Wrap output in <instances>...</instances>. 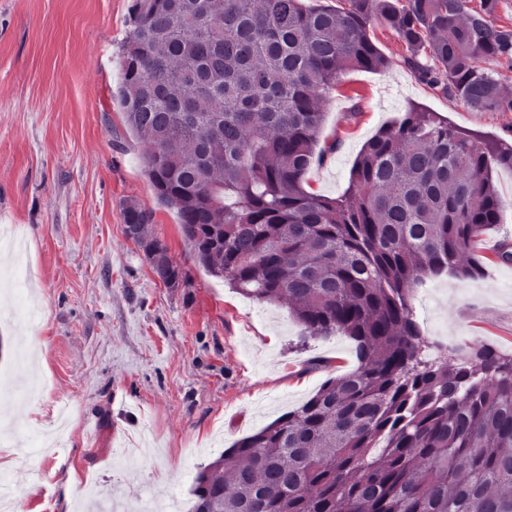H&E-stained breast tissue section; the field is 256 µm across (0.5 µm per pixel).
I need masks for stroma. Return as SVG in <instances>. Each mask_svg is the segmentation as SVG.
<instances>
[{
	"label": "stroma",
	"mask_w": 512,
	"mask_h": 512,
	"mask_svg": "<svg viewBox=\"0 0 512 512\" xmlns=\"http://www.w3.org/2000/svg\"><path fill=\"white\" fill-rule=\"evenodd\" d=\"M132 0H0V472L14 512H103L94 497L148 499L187 512L196 475L224 450L356 365L347 337L304 339L287 306L230 288L196 259L177 213L143 171L146 140L125 127L120 47ZM346 73L324 106L334 154L304 177L313 193L349 186L363 145L410 106L484 141L512 145V112L464 108L404 63ZM499 224L478 245L479 278L429 280L412 306L425 336L512 353V170L493 167ZM153 210L152 230L186 282L170 289L123 234V205ZM24 256L34 317L16 314L5 279Z\"/></svg>",
	"instance_id": "stroma-1"
}]
</instances>
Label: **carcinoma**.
<instances>
[{"mask_svg": "<svg viewBox=\"0 0 512 512\" xmlns=\"http://www.w3.org/2000/svg\"><path fill=\"white\" fill-rule=\"evenodd\" d=\"M133 0L121 106L151 144L144 171L196 259L232 288L286 303L305 336L341 334L357 366L239 440L196 479L189 512H512V354L448 349L412 316L427 279L480 274L500 218L489 161L512 146L417 107L364 145L345 193L308 192L321 103L356 69L405 63L478 112H512L499 0ZM125 237L168 288L185 283L126 203ZM437 351L432 356L429 350Z\"/></svg>", "mask_w": 512, "mask_h": 512, "instance_id": "obj_1", "label": "carcinoma"}]
</instances>
